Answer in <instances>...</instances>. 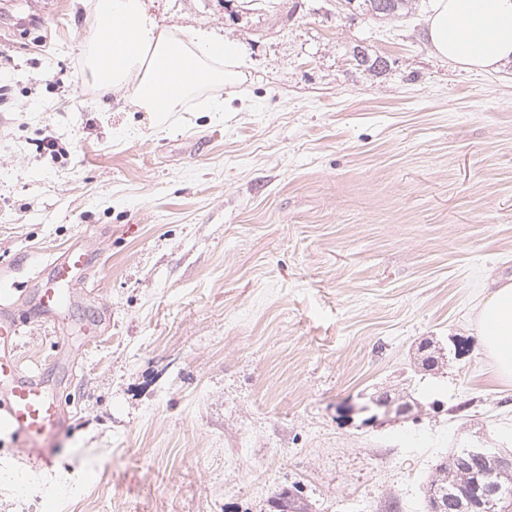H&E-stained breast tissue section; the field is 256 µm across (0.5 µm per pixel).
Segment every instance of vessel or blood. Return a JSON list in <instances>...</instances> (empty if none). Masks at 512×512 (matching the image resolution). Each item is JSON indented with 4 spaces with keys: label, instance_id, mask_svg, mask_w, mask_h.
I'll use <instances>...</instances> for the list:
<instances>
[{
    "label": "vessel or blood",
    "instance_id": "b4317fda",
    "mask_svg": "<svg viewBox=\"0 0 512 512\" xmlns=\"http://www.w3.org/2000/svg\"><path fill=\"white\" fill-rule=\"evenodd\" d=\"M16 265L29 270L37 282L36 320L52 325L64 337L58 357L48 367L37 371L23 368L17 351L28 322L12 316L19 304L13 289H0V429L10 430L17 441L24 443L25 460L37 469L49 466L51 458L29 447V440L59 432L68 417L59 389L49 379L50 371L72 365L70 344L65 340L68 330L59 311L77 303L79 288L98 270L99 260L91 249L73 246L45 261L26 254Z\"/></svg>",
    "mask_w": 512,
    "mask_h": 512
}]
</instances>
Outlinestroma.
Here are the masks:
<instances>
[{"label": "stroma", "mask_w": 512, "mask_h": 512, "mask_svg": "<svg viewBox=\"0 0 512 512\" xmlns=\"http://www.w3.org/2000/svg\"><path fill=\"white\" fill-rule=\"evenodd\" d=\"M0 9V272L105 248L103 315L31 468L0 433V512H427L462 443L512 444V382L475 330L512 280V64L474 71L424 40L431 0L371 19L341 0H153L164 23L247 48L224 109L137 112L82 64L92 0ZM384 56L374 72L355 46ZM54 136L59 150L44 151ZM444 364L417 362L423 342ZM27 328L35 369L58 352ZM375 398L412 409L366 422Z\"/></svg>", "instance_id": "35a3bbf8"}]
</instances>
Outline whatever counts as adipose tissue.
Returning <instances> with one entry per match:
<instances>
[{
	"mask_svg": "<svg viewBox=\"0 0 512 512\" xmlns=\"http://www.w3.org/2000/svg\"><path fill=\"white\" fill-rule=\"evenodd\" d=\"M94 29L85 67L101 94H122L141 112H180L202 97L224 109L223 93L243 84V47L213 31L161 25L148 0H93ZM427 40L432 52L467 69L512 62V0H433ZM475 328L498 374L512 379V282L481 304Z\"/></svg>",
	"mask_w": 512,
	"mask_h": 512,
	"instance_id": "obj_1",
	"label": "adipose tissue"
}]
</instances>
